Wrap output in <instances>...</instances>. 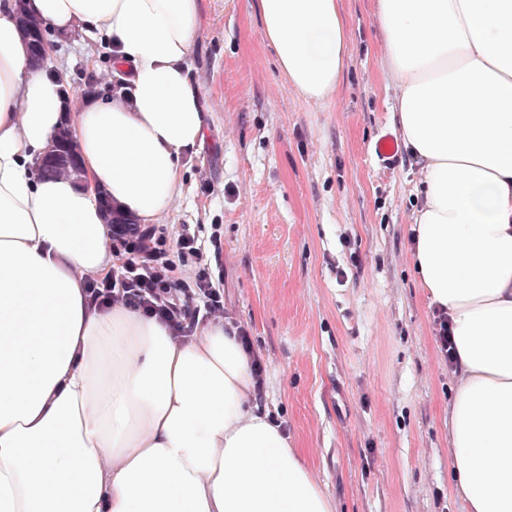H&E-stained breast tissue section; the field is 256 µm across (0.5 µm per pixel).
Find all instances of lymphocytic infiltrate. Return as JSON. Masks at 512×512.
<instances>
[{
    "instance_id": "1",
    "label": "lymphocytic infiltrate",
    "mask_w": 512,
    "mask_h": 512,
    "mask_svg": "<svg viewBox=\"0 0 512 512\" xmlns=\"http://www.w3.org/2000/svg\"><path fill=\"white\" fill-rule=\"evenodd\" d=\"M112 239L121 243L126 258L111 278L88 280L87 294L93 304L123 302L158 317L182 338L191 335L200 318H216L223 313L224 291L216 287L205 270H198L190 284L175 281L169 275L168 247H175L178 258L202 259L203 252L194 235L180 233L169 242L158 237L155 228L116 224Z\"/></svg>"
}]
</instances>
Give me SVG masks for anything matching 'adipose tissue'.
Returning <instances> with one entry per match:
<instances>
[{
    "mask_svg": "<svg viewBox=\"0 0 512 512\" xmlns=\"http://www.w3.org/2000/svg\"><path fill=\"white\" fill-rule=\"evenodd\" d=\"M0 0V512H337L262 408L232 323L188 342L84 278L117 262L101 198L160 223L210 114L189 58L200 0H25L44 30L112 48L128 86L68 111ZM295 93L337 90L340 0H258ZM392 119L420 167L412 263L447 312L448 411L465 512H512V0H375ZM71 129L81 178L39 158Z\"/></svg>",
    "mask_w": 512,
    "mask_h": 512,
    "instance_id": "1",
    "label": "adipose tissue"
}]
</instances>
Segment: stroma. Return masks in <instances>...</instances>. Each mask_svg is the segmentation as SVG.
<instances>
[{"label": "stroma", "mask_w": 512, "mask_h": 512, "mask_svg": "<svg viewBox=\"0 0 512 512\" xmlns=\"http://www.w3.org/2000/svg\"><path fill=\"white\" fill-rule=\"evenodd\" d=\"M349 60L336 94L296 97L262 32L257 0H201L190 65L210 114L157 231L189 230L265 372L260 404L310 454L338 512H463L445 425L456 386L411 262L418 172L396 134L394 87L373 0H340ZM69 97L126 73L80 32L54 37Z\"/></svg>", "instance_id": "1"}]
</instances>
